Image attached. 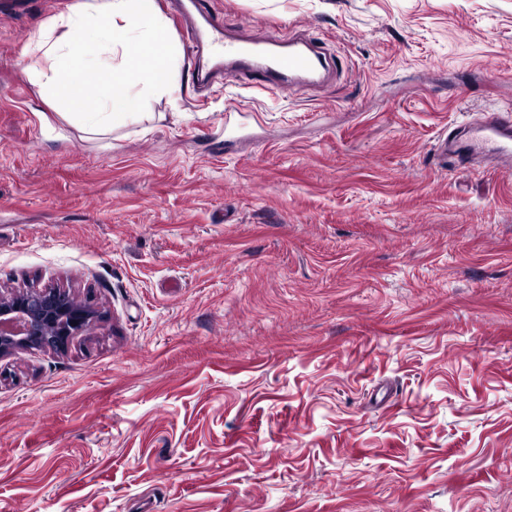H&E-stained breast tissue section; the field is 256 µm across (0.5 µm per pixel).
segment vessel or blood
<instances>
[{
	"mask_svg": "<svg viewBox=\"0 0 512 512\" xmlns=\"http://www.w3.org/2000/svg\"><path fill=\"white\" fill-rule=\"evenodd\" d=\"M176 30L194 51V79L208 85L213 75L235 79L251 73L264 89L288 90L300 80L313 79L326 56L313 41L297 49L270 51L259 42L227 41L221 24L200 7V0H169ZM453 151L460 161L476 156L512 162V109L501 108L477 123L458 127Z\"/></svg>",
	"mask_w": 512,
	"mask_h": 512,
	"instance_id": "obj_1",
	"label": "vessel or blood"
}]
</instances>
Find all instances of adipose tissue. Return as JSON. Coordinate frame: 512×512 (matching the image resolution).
<instances>
[{"label": "adipose tissue", "mask_w": 512, "mask_h": 512, "mask_svg": "<svg viewBox=\"0 0 512 512\" xmlns=\"http://www.w3.org/2000/svg\"><path fill=\"white\" fill-rule=\"evenodd\" d=\"M95 27L96 44L79 34ZM32 81L65 120L87 132L109 133L116 105L132 92L171 94L180 47L154 0H81L34 36L28 47ZM106 65H99L101 54Z\"/></svg>", "instance_id": "1"}]
</instances>
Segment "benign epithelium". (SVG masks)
<instances>
[{"mask_svg": "<svg viewBox=\"0 0 512 512\" xmlns=\"http://www.w3.org/2000/svg\"><path fill=\"white\" fill-rule=\"evenodd\" d=\"M100 318L73 305L59 287L25 286L0 294V359L22 350L64 352Z\"/></svg>", "mask_w": 512, "mask_h": 512, "instance_id": "benign-epithelium-1", "label": "benign epithelium"}]
</instances>
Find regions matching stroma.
Wrapping results in <instances>:
<instances>
[{"label": "stroma", "mask_w": 512, "mask_h": 512, "mask_svg": "<svg viewBox=\"0 0 512 512\" xmlns=\"http://www.w3.org/2000/svg\"><path fill=\"white\" fill-rule=\"evenodd\" d=\"M0 16V293L102 314L0 360V512H512V174L439 138L512 104V0H204L328 79L130 96L28 79L79 0Z\"/></svg>", "instance_id": "stroma-1"}]
</instances>
